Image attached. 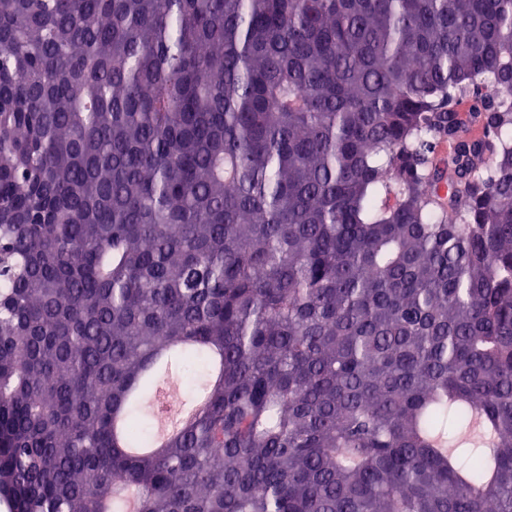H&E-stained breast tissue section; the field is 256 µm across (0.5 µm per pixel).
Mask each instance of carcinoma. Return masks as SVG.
<instances>
[{"label":"carcinoma","instance_id":"carcinoma-1","mask_svg":"<svg viewBox=\"0 0 512 512\" xmlns=\"http://www.w3.org/2000/svg\"><path fill=\"white\" fill-rule=\"evenodd\" d=\"M0 505L512 512V0H0Z\"/></svg>","mask_w":512,"mask_h":512}]
</instances>
